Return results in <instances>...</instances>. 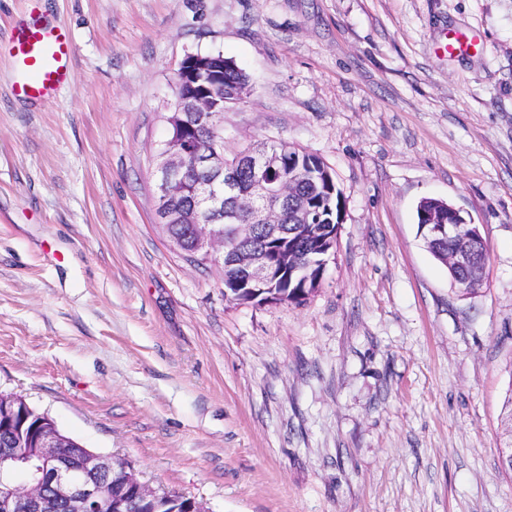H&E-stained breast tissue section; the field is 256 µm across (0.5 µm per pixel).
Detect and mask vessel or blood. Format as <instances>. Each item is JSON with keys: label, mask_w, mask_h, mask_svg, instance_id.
Wrapping results in <instances>:
<instances>
[{"label": "vessel or blood", "mask_w": 512, "mask_h": 512, "mask_svg": "<svg viewBox=\"0 0 512 512\" xmlns=\"http://www.w3.org/2000/svg\"><path fill=\"white\" fill-rule=\"evenodd\" d=\"M10 51L19 68L14 92L22 99L47 101L70 76L71 39L55 24L35 16L21 22Z\"/></svg>", "instance_id": "b4317fda"}]
</instances>
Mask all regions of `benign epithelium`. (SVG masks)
I'll use <instances>...</instances> for the list:
<instances>
[{"mask_svg":"<svg viewBox=\"0 0 512 512\" xmlns=\"http://www.w3.org/2000/svg\"><path fill=\"white\" fill-rule=\"evenodd\" d=\"M220 78L221 69L205 54L186 56L177 71L176 106L166 117L169 138L156 157L152 173L156 222L167 233L177 224L188 229L189 240L173 235L170 239L189 261L214 259L222 268L234 269V277L224 279V295L230 298L243 288L257 296L278 287L284 273L300 275L304 271L288 253L280 265H274L268 244L307 233L319 224L320 217L306 204L288 208L298 188L291 176L273 177L281 171V154L249 149L226 165L223 142L185 136V130L198 127L223 131L224 106L213 91L190 97L184 91L194 80ZM192 168L207 169L216 177L197 185L192 204L174 209L169 199ZM241 170L252 173L245 192L238 191L237 174ZM241 210L251 213V223H237ZM226 224L234 229L231 240L224 237ZM423 229L430 240L461 232L467 235V246L448 257V265L454 267L468 266L474 248L484 244L478 227L452 206L446 215L428 216ZM68 447V439L52 421L38 430L32 447L14 449L19 471H29L27 464L34 459L42 466L25 483L0 487V512H43L57 503L64 504L69 512H128L138 500L158 498L149 484L129 474L130 466L123 460L87 450L72 466L67 461Z\"/></svg>","mask_w":512,"mask_h":512,"instance_id":"7a95c632","label":"benign epithelium"}]
</instances>
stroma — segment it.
Here are the masks:
<instances>
[{
    "mask_svg": "<svg viewBox=\"0 0 512 512\" xmlns=\"http://www.w3.org/2000/svg\"><path fill=\"white\" fill-rule=\"evenodd\" d=\"M43 2L72 79L35 103L10 55L31 4L0 0V392L211 512H512V0ZM218 52L250 81L225 156L283 140L342 192L299 305L228 299L155 219L177 71ZM425 198L478 225V294Z\"/></svg>",
    "mask_w": 512,
    "mask_h": 512,
    "instance_id": "obj_1",
    "label": "stroma"
}]
</instances>
